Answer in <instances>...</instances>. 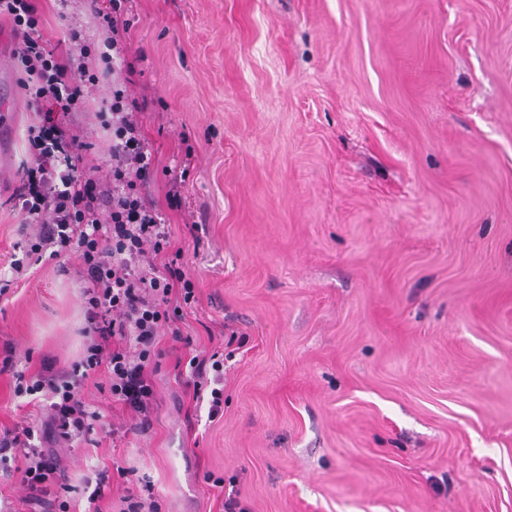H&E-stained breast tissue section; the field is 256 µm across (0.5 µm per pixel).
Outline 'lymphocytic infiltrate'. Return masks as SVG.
Masks as SVG:
<instances>
[{
    "label": "lymphocytic infiltrate",
    "instance_id": "lymphocytic-infiltrate-1",
    "mask_svg": "<svg viewBox=\"0 0 512 512\" xmlns=\"http://www.w3.org/2000/svg\"><path fill=\"white\" fill-rule=\"evenodd\" d=\"M1 17L13 23L14 58L27 75L22 88L37 108V122L28 128L30 160L13 190L20 221L31 227L26 253L77 259L84 281L81 361L30 375L17 370L12 355L0 358V373L12 374L17 393L46 401L49 410L41 432L23 425L0 432V461L10 454L23 458L17 478L27 498L53 512L65 479L55 449L85 440L100 417L83 398L87 382L106 378L115 401L134 408L139 429H149L147 370L159 352L158 329L167 327L181 340L196 284L175 265L182 249L142 191L155 159L141 111L129 106L123 90H113L109 176L95 177L84 161V137L69 118L85 87L71 84L56 50L36 37L35 0H0ZM184 373L194 394L209 392L211 410H219L224 392L209 381L224 375L223 349L190 357Z\"/></svg>",
    "mask_w": 512,
    "mask_h": 512
}]
</instances>
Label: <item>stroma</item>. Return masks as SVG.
<instances>
[{
    "label": "stroma",
    "instance_id": "1",
    "mask_svg": "<svg viewBox=\"0 0 512 512\" xmlns=\"http://www.w3.org/2000/svg\"><path fill=\"white\" fill-rule=\"evenodd\" d=\"M58 54L93 41L100 84L73 119L109 171L113 88L143 111L146 194L196 280L188 343L159 329L151 429L102 414L59 454L61 500L121 512H512V0H131L108 73L107 0H37ZM0 20V347L29 373L79 360L76 262L10 263V197L34 121ZM204 223L201 249L189 225ZM211 414L178 364L223 345ZM42 411L0 376V428ZM130 474L118 478L117 469Z\"/></svg>",
    "mask_w": 512,
    "mask_h": 512
}]
</instances>
